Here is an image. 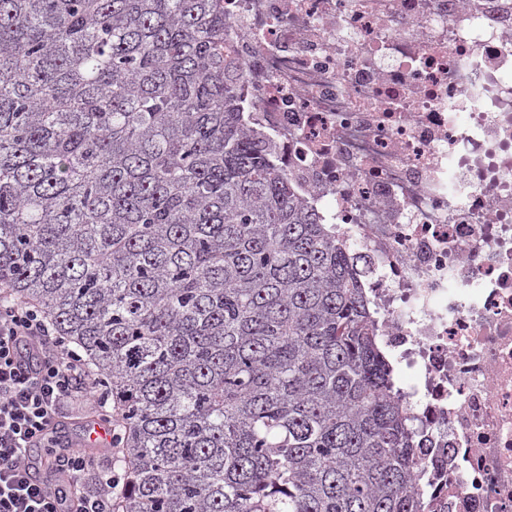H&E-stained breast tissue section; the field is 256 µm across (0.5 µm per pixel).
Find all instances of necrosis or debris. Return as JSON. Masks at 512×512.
<instances>
[{
	"label": "necrosis or debris",
	"instance_id": "obj_1",
	"mask_svg": "<svg viewBox=\"0 0 512 512\" xmlns=\"http://www.w3.org/2000/svg\"><path fill=\"white\" fill-rule=\"evenodd\" d=\"M248 132L349 245L432 512H512V0H224Z\"/></svg>",
	"mask_w": 512,
	"mask_h": 512
}]
</instances>
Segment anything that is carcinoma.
Returning a JSON list of instances; mask_svg holds the SVG:
<instances>
[{
	"label": "carcinoma",
	"instance_id": "cac0c4a2",
	"mask_svg": "<svg viewBox=\"0 0 512 512\" xmlns=\"http://www.w3.org/2000/svg\"><path fill=\"white\" fill-rule=\"evenodd\" d=\"M224 0H0V284L122 422L117 512H426L336 225L242 124Z\"/></svg>",
	"mask_w": 512,
	"mask_h": 512
}]
</instances>
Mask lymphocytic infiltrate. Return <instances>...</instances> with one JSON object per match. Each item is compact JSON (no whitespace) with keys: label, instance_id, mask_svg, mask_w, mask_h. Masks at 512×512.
<instances>
[{"label":"lymphocytic infiltrate","instance_id":"lymphocytic-infiltrate-1","mask_svg":"<svg viewBox=\"0 0 512 512\" xmlns=\"http://www.w3.org/2000/svg\"><path fill=\"white\" fill-rule=\"evenodd\" d=\"M87 400L117 448L121 423L108 397L92 391L81 355L39 310L0 289V512H114L125 488L115 463L82 449L43 468L30 457L50 447L73 406Z\"/></svg>","mask_w":512,"mask_h":512}]
</instances>
